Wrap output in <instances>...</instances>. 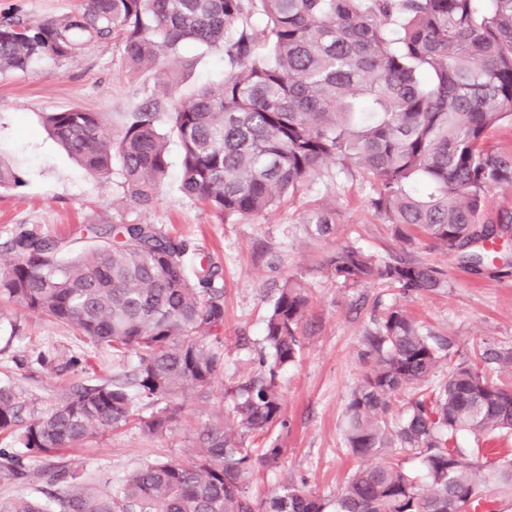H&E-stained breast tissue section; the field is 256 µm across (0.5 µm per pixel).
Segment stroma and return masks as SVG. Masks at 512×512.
Masks as SVG:
<instances>
[{
	"mask_svg": "<svg viewBox=\"0 0 512 512\" xmlns=\"http://www.w3.org/2000/svg\"><path fill=\"white\" fill-rule=\"evenodd\" d=\"M79 0H0V20L31 22L67 14ZM190 69L180 71V89L193 91L219 79L224 58L198 53ZM170 78L169 70H134L112 45L91 46L74 60L33 67L0 76V159L18 169L20 187L0 193V261L9 262L13 237L24 230L69 242L72 251L87 247L88 224H155L189 244L188 269L211 255L219 262L224 286V374L209 401L187 399L172 430L147 438L132 427L107 431L78 448L55 454L52 464L83 471L109 487L143 461L191 459L197 431L208 422L226 388L237 385L253 367L263 346L265 317L276 290L286 278L305 282L307 314L300 330L301 349L294 363L279 373L287 430H272L284 454L278 467H257L249 484L262 500L287 482L321 495H333L358 461L345 448L344 414L353 390L371 366L362 339L382 309L398 303L442 335H454L463 349L491 339L512 344V235L493 248L494 266L479 273L463 268L457 255L418 241L411 259L436 267L444 285L415 297L377 282L347 287L321 273L320 265L336 246L354 242L382 258L399 255L388 224L371 205L373 183L360 169L339 172L328 164L318 178L271 212L224 221L179 187L180 149L170 146L167 178L148 202L130 200L120 170L94 182L47 134L42 117L80 107L103 113L115 126L124 113L154 87ZM316 207L335 212L336 229L326 239L306 235L302 223ZM18 331H11V324ZM53 346L80 349L91 356L99 375L112 372V355L64 325L27 310H14L0 325V380L43 408L68 388L71 378H53L29 357Z\"/></svg>",
	"mask_w": 512,
	"mask_h": 512,
	"instance_id": "stroma-1",
	"label": "stroma"
}]
</instances>
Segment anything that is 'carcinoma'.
<instances>
[{
  "instance_id": "carcinoma-1",
  "label": "carcinoma",
  "mask_w": 512,
  "mask_h": 512,
  "mask_svg": "<svg viewBox=\"0 0 512 512\" xmlns=\"http://www.w3.org/2000/svg\"><path fill=\"white\" fill-rule=\"evenodd\" d=\"M266 20L268 50L253 49L251 18ZM116 43L135 68L192 65L183 47L224 54L229 70L192 94L170 80L125 115L119 129L99 112H49L48 133L96 181L119 161L126 194L147 202L165 179L169 143L181 150L180 189L218 217L249 218L294 196L334 162L373 180L374 209L407 245L422 237L476 270L485 245L512 229V214L487 212L488 193L512 189V152L487 143L512 121V0H80L54 19L0 21V74L62 63L90 44ZM0 160V192L20 186ZM336 216L309 215L328 237ZM98 243L64 256L59 239L22 231L0 267V320L16 306L38 312L112 351L130 370L75 385L47 409H27L0 381V479L26 475V461L76 448L130 424L146 437L171 429L190 397L207 398L224 374L220 266L186 270L189 246L155 224H94ZM322 275L348 287L384 282L405 295L443 286L440 271L411 259L379 258L355 243L327 255ZM307 287L288 278L267 316L259 366L231 391L196 436L189 461L143 463L107 489L74 472H43L59 485L56 512H506L512 456L473 477L458 436L512 434V345L461 350L393 304L365 336L372 364L345 411V445L360 460L321 497L294 484L258 502L256 466H275L277 441L245 439L287 427L278 372L295 362ZM34 362L65 377L95 370L76 350L40 349ZM446 369L433 381L438 369ZM496 373L489 378L487 371ZM406 399L392 415L397 397ZM154 405L144 416L141 409ZM419 459L423 479L405 466ZM0 512H51L39 499L0 500Z\"/></svg>"
}]
</instances>
